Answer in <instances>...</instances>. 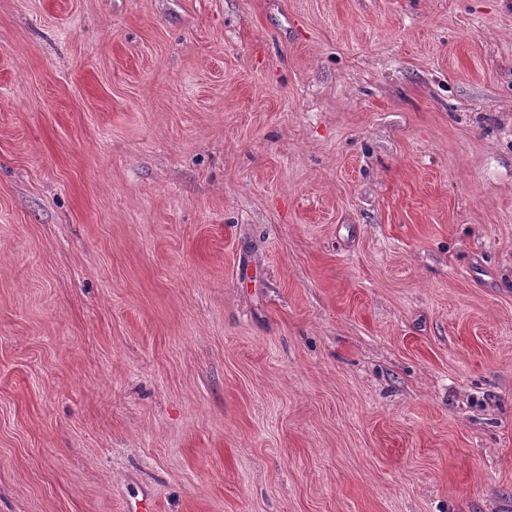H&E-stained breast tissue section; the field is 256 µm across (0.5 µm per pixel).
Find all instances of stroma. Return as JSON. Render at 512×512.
Instances as JSON below:
<instances>
[{
    "label": "stroma",
    "instance_id": "35a3bbf8",
    "mask_svg": "<svg viewBox=\"0 0 512 512\" xmlns=\"http://www.w3.org/2000/svg\"><path fill=\"white\" fill-rule=\"evenodd\" d=\"M512 512V0H0V512Z\"/></svg>",
    "mask_w": 512,
    "mask_h": 512
}]
</instances>
